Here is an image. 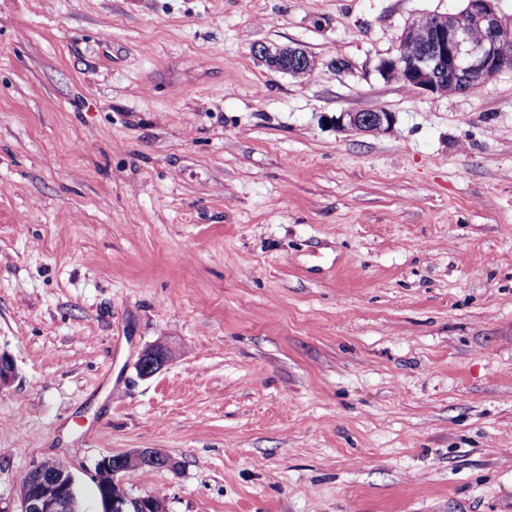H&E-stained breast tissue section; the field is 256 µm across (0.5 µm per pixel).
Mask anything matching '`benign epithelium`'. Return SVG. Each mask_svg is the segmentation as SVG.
Instances as JSON below:
<instances>
[{
  "instance_id": "7a95c632",
  "label": "benign epithelium",
  "mask_w": 512,
  "mask_h": 512,
  "mask_svg": "<svg viewBox=\"0 0 512 512\" xmlns=\"http://www.w3.org/2000/svg\"><path fill=\"white\" fill-rule=\"evenodd\" d=\"M464 2L465 6L455 13L429 15L410 23L401 35L397 55L381 60L378 73L386 79L399 77L416 90L444 94L450 85L483 82L501 71L512 70V54L505 48L509 30L497 12V0ZM261 54L270 69L285 74H308L316 65L313 57L296 47L264 48ZM342 118L352 129L365 134L378 129L385 133L393 124L392 114L385 110L347 112ZM170 355L164 341L144 349L137 362L139 374H155ZM15 377L13 362L0 353V388ZM154 464L148 448L133 449L115 458L102 457L94 473L102 512H165L162 499L133 498L125 486L129 471ZM74 487L72 471L59 470L50 461L41 462L23 481L18 512H81Z\"/></svg>"
}]
</instances>
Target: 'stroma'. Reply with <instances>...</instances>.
<instances>
[{"instance_id":"obj_1","label":"stroma","mask_w":512,"mask_h":512,"mask_svg":"<svg viewBox=\"0 0 512 512\" xmlns=\"http://www.w3.org/2000/svg\"><path fill=\"white\" fill-rule=\"evenodd\" d=\"M462 6L0 0V507L163 448L165 512H512V71L376 70ZM261 54L270 69L285 74H308L316 65L313 57L296 47H280L274 51L265 48L262 49ZM345 118H347V124L352 129L365 134H373L377 129L386 133L393 124L391 112L385 110L347 112L342 115V119ZM170 355V347L164 341L144 349L137 362L139 374L143 377L152 376L169 361ZM44 461L26 475L17 512H82L74 492L75 479L65 460ZM60 469V470H59Z\"/></svg>"}]
</instances>
